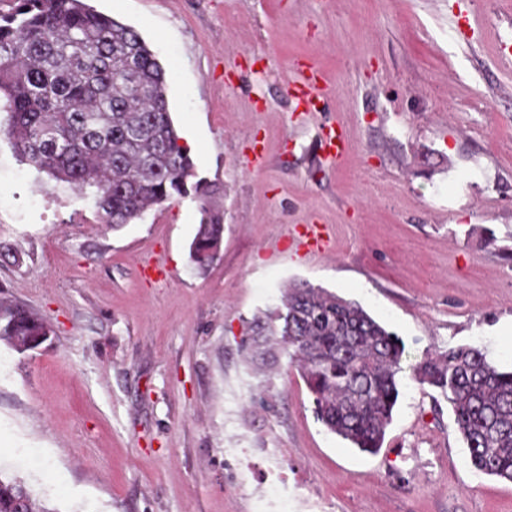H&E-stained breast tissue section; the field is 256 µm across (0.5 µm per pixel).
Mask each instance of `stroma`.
Segmentation results:
<instances>
[{
	"mask_svg": "<svg viewBox=\"0 0 512 512\" xmlns=\"http://www.w3.org/2000/svg\"><path fill=\"white\" fill-rule=\"evenodd\" d=\"M87 2L165 68L221 252L193 269L196 202L112 229L0 135V299L52 330L0 342V475L51 512H275V480L288 512H512V483L471 467L446 396L411 377L458 345L512 368V0ZM303 60L333 88L325 111L286 93ZM330 121L349 135L335 167ZM311 216L326 252L299 245ZM294 282L404 343L377 454L326 431L287 361H248L246 324ZM319 142L321 156L327 162L340 161L346 151V133L335 122H328L321 127Z\"/></svg>",
	"mask_w": 512,
	"mask_h": 512,
	"instance_id": "35a3bbf8",
	"label": "stroma"
}]
</instances>
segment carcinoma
Wrapping results in <instances>:
<instances>
[{
    "label": "carcinoma",
    "mask_w": 512,
    "mask_h": 512,
    "mask_svg": "<svg viewBox=\"0 0 512 512\" xmlns=\"http://www.w3.org/2000/svg\"><path fill=\"white\" fill-rule=\"evenodd\" d=\"M0 112L20 162L91 198L118 229L172 199L199 203L190 260L204 272L218 257L222 217L208 208L212 185L197 177L169 112L166 71L132 26L86 0H13L0 12ZM51 333L40 317L0 301V340ZM252 361L288 359L314 413L362 452L382 447L399 397L401 339L357 302L299 282L282 305L245 333ZM441 390L479 472L512 483V370L479 346L450 347L413 368ZM0 512H49L26 484L0 478Z\"/></svg>",
    "instance_id": "1"
}]
</instances>
